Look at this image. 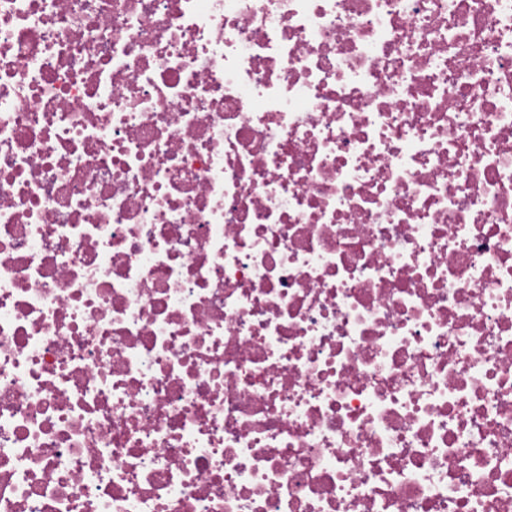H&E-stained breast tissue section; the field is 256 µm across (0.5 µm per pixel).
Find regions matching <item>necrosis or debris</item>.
<instances>
[{
	"mask_svg": "<svg viewBox=\"0 0 512 512\" xmlns=\"http://www.w3.org/2000/svg\"><path fill=\"white\" fill-rule=\"evenodd\" d=\"M0 512H512V0H0Z\"/></svg>",
	"mask_w": 512,
	"mask_h": 512,
	"instance_id": "necrosis-or-debris-1",
	"label": "necrosis or debris"
}]
</instances>
